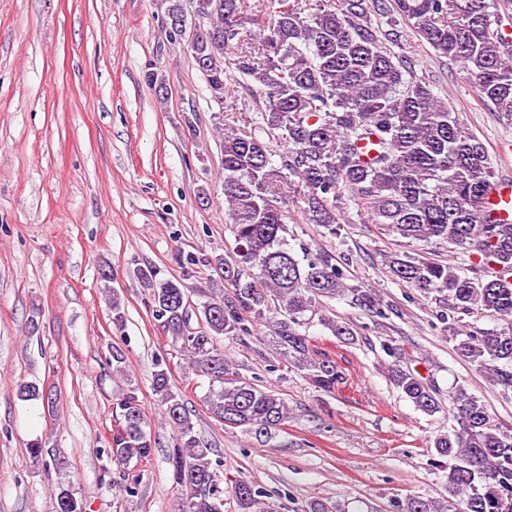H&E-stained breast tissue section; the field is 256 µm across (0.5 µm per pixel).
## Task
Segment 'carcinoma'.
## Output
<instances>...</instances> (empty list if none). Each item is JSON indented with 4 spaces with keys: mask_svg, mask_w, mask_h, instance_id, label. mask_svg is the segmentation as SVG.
I'll list each match as a JSON object with an SVG mask.
<instances>
[{
    "mask_svg": "<svg viewBox=\"0 0 512 512\" xmlns=\"http://www.w3.org/2000/svg\"><path fill=\"white\" fill-rule=\"evenodd\" d=\"M202 2L199 12L208 25L191 36L189 48L213 100L224 101L233 70L259 114L251 126L224 119V203L233 256L180 257L183 268L204 267L224 281V288L196 305L188 303L177 279H160L152 269L142 271L141 279L172 351L208 380L210 413L267 441L289 419L276 390L234 374L223 339L248 336L249 324L265 323L276 354L269 371L293 369L314 387L333 392L345 376L301 328L316 314L332 335L354 339L349 324L318 312L320 301L338 295L382 313L376 291L346 283L334 255L304 247L299 257L288 247L292 197L303 203L307 222L332 237L343 230L337 214L353 200L390 236L474 251L499 267L493 276L471 277L406 252L387 257L393 277L447 301L441 319L456 356L486 374L503 396H512V223L486 214L494 170L484 143L463 130L430 86L409 77L403 60L379 46L399 34L368 25L385 0H318L310 13L301 0H269L261 9L251 0ZM385 14L411 26L436 55L461 63L475 91L512 123V46L499 30L495 0H390ZM285 182L287 193L281 189ZM478 311L511 325L461 334L462 316ZM382 349L390 358V383L419 411H442L435 387L402 367L404 349L390 342ZM152 390L175 432L168 460L174 481L186 490L178 512H218L215 503L224 500L221 461L195 434L165 359L157 363ZM448 404L455 425L430 445L432 460L448 470V495L408 497L396 508L501 512L502 501L512 502V427L492 423L485 405L463 385L448 394ZM112 416L122 430L112 434L109 461L120 467L149 458L155 441L135 387L113 399ZM233 493L237 512H260L264 491L256 482L241 479ZM56 512H84V505L61 484Z\"/></svg>",
    "mask_w": 512,
    "mask_h": 512,
    "instance_id": "obj_1",
    "label": "carcinoma"
}]
</instances>
